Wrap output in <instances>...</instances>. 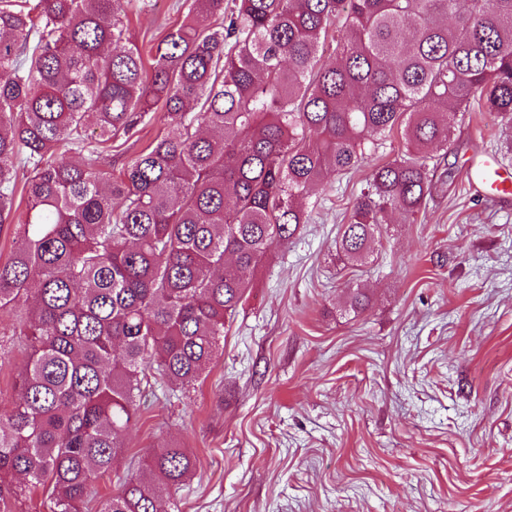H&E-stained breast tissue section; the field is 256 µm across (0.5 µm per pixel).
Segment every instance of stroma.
<instances>
[{
  "instance_id": "1",
  "label": "stroma",
  "mask_w": 512,
  "mask_h": 512,
  "mask_svg": "<svg viewBox=\"0 0 512 512\" xmlns=\"http://www.w3.org/2000/svg\"><path fill=\"white\" fill-rule=\"evenodd\" d=\"M186 13L187 0H134L130 31L150 46ZM450 121L462 162L441 163L426 208L392 216L357 267L336 241L400 135L329 177L200 381L147 392L100 493L176 445L194 461L168 491L180 512H512V196L478 195L467 167L486 153L512 167V130L480 102ZM169 129L155 108L113 142V170ZM356 288L369 305L353 312ZM15 326L0 315L4 408L27 359Z\"/></svg>"
}]
</instances>
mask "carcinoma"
<instances>
[{"label":"carcinoma","instance_id":"cac0c4a2","mask_svg":"<svg viewBox=\"0 0 512 512\" xmlns=\"http://www.w3.org/2000/svg\"><path fill=\"white\" fill-rule=\"evenodd\" d=\"M130 0H0V313L27 364L0 410V505L49 493L51 512H175L162 489L193 460L161 448L99 497L148 374L197 382L270 249L306 222L299 200L401 132L338 247L368 258L387 215L432 196L427 155L453 148L448 116L485 100L512 127V0H190L149 49ZM336 55L320 47L338 18ZM152 53L145 66L144 52ZM171 130L118 177L103 166L155 106ZM68 148L70 158L46 156Z\"/></svg>","mask_w":512,"mask_h":512}]
</instances>
